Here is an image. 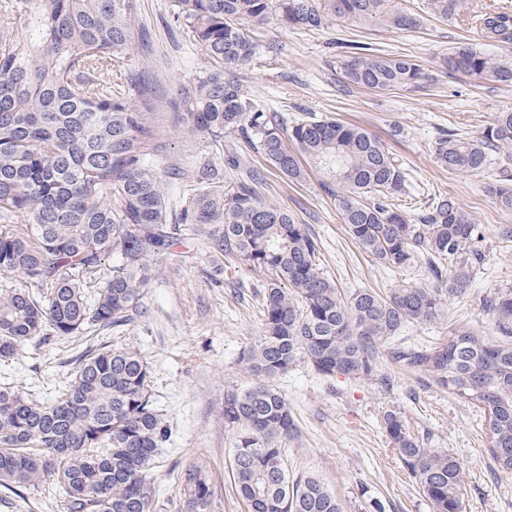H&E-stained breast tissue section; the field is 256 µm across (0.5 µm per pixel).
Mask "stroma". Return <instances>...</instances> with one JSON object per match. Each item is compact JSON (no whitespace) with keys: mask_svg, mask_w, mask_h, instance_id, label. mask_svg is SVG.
<instances>
[{"mask_svg":"<svg viewBox=\"0 0 512 512\" xmlns=\"http://www.w3.org/2000/svg\"><path fill=\"white\" fill-rule=\"evenodd\" d=\"M493 0H465L460 21L426 18L419 28L397 31L332 19L307 31L272 20L255 34L259 52L238 68L234 78L258 102L287 122L332 117L353 123L379 138L415 181L435 192L454 194L483 233L486 255L474 280L472 299H452L443 319L408 327L403 344L420 345L446 335L460 320L483 339L498 333L477 304L497 288L512 286V243L499 239V225L511 224L485 191L492 173H451L437 164L432 145L442 131L459 128L480 133L495 113L512 111V87L483 84L449 75L448 53L461 40L481 43L475 17ZM133 40L125 51L127 66L146 70L154 106L147 122L161 144L153 164L168 201H177L193 174L210 166L228 186L259 171V192L288 208L308 224L320 250L317 262L338 287L386 291L406 284H430L423 267L391 271L371 261L353 243L334 199L309 172L299 183L288 181L241 136L216 147L191 135L181 118L186 87L204 70L200 52L173 19L172 0H138ZM350 41L385 54L415 57L434 81L424 92H372L342 82L336 73V44ZM235 152L239 166L225 162ZM207 226L179 229L173 247L150 260L153 278L143 297L140 317L119 340L150 362L152 390L172 437L157 457L152 473L165 490L156 512H181L178 476L200 466L213 491L208 512H245L231 472L232 433L224 427V393L251 385L255 377L240 361L255 341L265 276L209 252ZM89 338L49 341L0 362V383H9L37 399L54 398ZM379 379L318 376L296 361L276 384L286 394L298 431L288 443L291 475L313 474L330 487L346 512H365L371 500L386 512H430L410 480L383 428L393 411L424 447L448 453L463 464L465 512H512V474L497 472L482 413L433 383L423 373L381 357Z\"/></svg>","mask_w":512,"mask_h":512,"instance_id":"1","label":"stroma"}]
</instances>
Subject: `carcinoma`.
I'll return each instance as SVG.
<instances>
[{"label": "carcinoma", "instance_id": "carcinoma-1", "mask_svg": "<svg viewBox=\"0 0 512 512\" xmlns=\"http://www.w3.org/2000/svg\"><path fill=\"white\" fill-rule=\"evenodd\" d=\"M463 7L464 0H424L419 12L397 0H173L175 22L210 63L183 92L189 132L219 146L224 135L241 134L290 181L304 178L306 164L321 171L322 189L335 195L364 253L396 270L422 262L434 281L386 294L340 291L316 263L317 238L292 211L262 199L258 175L183 197L181 223L212 226L213 252L268 274L260 336L240 356L258 381L224 395L247 512H345L321 479L288 474L285 443L297 425L274 380L298 359L323 377L374 376L379 346L410 324L444 317L448 300L469 294L485 254L481 227L456 197L433 195L412 217L398 207L396 199L411 195L409 174L365 129L327 116L289 126L226 74L257 54L251 33L273 14L293 29L338 17L410 30L426 14L452 23ZM137 15L138 0H0V215L26 223L21 232L0 225V276L24 282L0 288L2 361L34 343L129 325L152 279L149 258L174 245L151 165L159 145L146 121L150 92L142 71L121 62ZM479 26L483 40L505 52L460 42L445 60L448 75L511 87L512 10L487 6ZM336 73L374 91L424 92L432 79L411 56L371 51L336 54ZM432 149L450 171L496 168L486 192L512 214V112L496 113L477 136L444 131ZM480 305L500 340L454 321L438 342L394 356L478 408L498 470L511 473L512 288ZM151 378L140 352L102 343L77 358L55 399L1 385L0 486L19 495L48 484L66 512H154L160 497L151 469L171 428ZM384 428L431 512H463L460 461L423 447L394 412ZM180 486L186 512H207L212 491L202 469L182 473Z\"/></svg>", "mask_w": 512, "mask_h": 512}]
</instances>
